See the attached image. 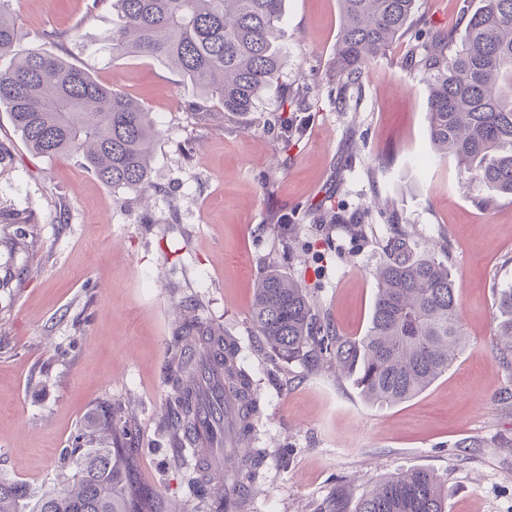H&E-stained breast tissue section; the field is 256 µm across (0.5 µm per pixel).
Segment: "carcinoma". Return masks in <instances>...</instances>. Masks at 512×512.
I'll use <instances>...</instances> for the list:
<instances>
[{"instance_id": "1", "label": "carcinoma", "mask_w": 512, "mask_h": 512, "mask_svg": "<svg viewBox=\"0 0 512 512\" xmlns=\"http://www.w3.org/2000/svg\"><path fill=\"white\" fill-rule=\"evenodd\" d=\"M120 16L105 37L112 58L160 59L232 114L253 110L281 67L279 46L284 0H91ZM11 0H0V55L21 39L5 19ZM340 28L333 66L337 80L358 86L369 62L402 34L416 0H338ZM467 18L461 36L430 32L415 45L410 65L428 86L429 140L441 159L453 157L467 181L482 182L496 198L512 196V0L460 4ZM0 107L32 152L47 158L75 153L109 190H150V160L157 131L148 112L125 92L107 86L63 58L32 50L0 69ZM388 260L375 273L376 293L367 334L337 335L318 320L304 288L277 271L255 288L251 321L281 359L329 358L355 377L372 404L393 406L428 388L448 372L464 348L461 305L448 266L434 255L417 256L409 239L386 244ZM496 340L512 355V286L498 294ZM220 360L224 385L252 391L236 358L233 338L212 323L182 322L172 342L167 425L182 434L198 414L199 387L193 351ZM259 404L249 401L239 428L250 434ZM94 419L64 452L70 474L62 487L38 494L36 512H161L127 466L128 448H115L112 412ZM263 455L250 450L224 473L215 491L191 478L192 489L218 504L258 476ZM33 496L27 485L0 479V512H23ZM447 491L434 473L410 469L390 475L359 498L354 512H445Z\"/></svg>"}]
</instances>
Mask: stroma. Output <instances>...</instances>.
Returning a JSON list of instances; mask_svg holds the SVG:
<instances>
[{
	"mask_svg": "<svg viewBox=\"0 0 512 512\" xmlns=\"http://www.w3.org/2000/svg\"><path fill=\"white\" fill-rule=\"evenodd\" d=\"M89 2L12 0L19 47L89 69L151 113L156 192L146 203L114 194L79 158L34 154L0 110V277L11 278L0 288V478L56 486L65 449L109 408L138 482L168 512H211L189 490L190 450L163 424L169 347L193 299L237 340L260 400L251 445L266 458L249 512H327L339 492L352 507L414 468L442 480L448 512H512V367L495 337L497 296L512 286V199L482 208L486 187L436 156L427 87L407 65L422 24L464 29L456 0H418L361 88L343 91L337 0H285L279 75L235 115L163 61L113 58L103 37L117 14ZM306 83L310 109L288 112V92ZM401 234L436 251L459 286L466 344L427 390L372 404L334 366L284 361L257 336L251 299L271 270L300 282L338 335L365 336L375 272Z\"/></svg>",
	"mask_w": 512,
	"mask_h": 512,
	"instance_id": "1",
	"label": "stroma"
}]
</instances>
